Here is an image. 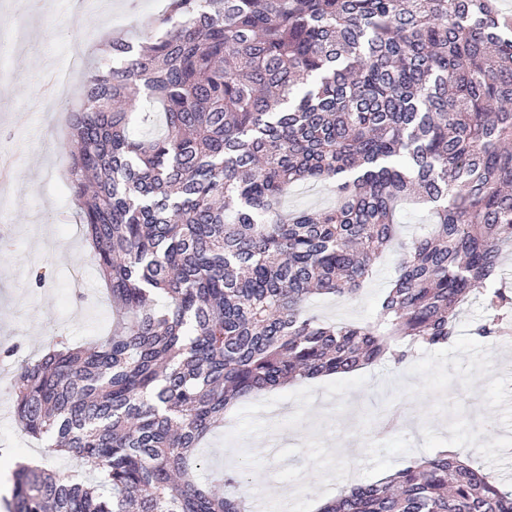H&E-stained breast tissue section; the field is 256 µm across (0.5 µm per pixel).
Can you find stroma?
<instances>
[{
    "label": "stroma",
    "mask_w": 512,
    "mask_h": 512,
    "mask_svg": "<svg viewBox=\"0 0 512 512\" xmlns=\"http://www.w3.org/2000/svg\"><path fill=\"white\" fill-rule=\"evenodd\" d=\"M39 4L28 19L19 0H0V34H10L23 18L31 29L29 44L13 46L0 61L9 73L0 80V131L10 135L16 161L5 211L14 242L0 254V343L21 344L34 357L56 334L84 346L112 327V300L62 175L69 114L81 96L46 99L39 76L64 66L74 45L81 48L83 71H90L102 43L116 33L147 32L166 0H138L131 8L125 0H103L99 10L77 17L62 0ZM42 263L51 266L53 280L30 288V269ZM398 264V254L388 251L355 296L317 298L313 313L336 322L370 319ZM485 316L480 298L470 296L448 347L418 349L400 365L381 362L245 400L226 413L202 453L213 465L247 467L249 496L264 512H317L343 483L375 482L448 445L512 487V337L474 336ZM14 367L0 359V444L37 463L42 444L15 423Z\"/></svg>",
    "instance_id": "stroma-1"
}]
</instances>
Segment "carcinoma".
I'll return each mask as SVG.
<instances>
[{"instance_id":"1","label":"carcinoma","mask_w":512,"mask_h":512,"mask_svg":"<svg viewBox=\"0 0 512 512\" xmlns=\"http://www.w3.org/2000/svg\"><path fill=\"white\" fill-rule=\"evenodd\" d=\"M83 84L65 156L112 333L40 358L18 344L21 432L89 463L94 484L18 463L9 512H251L242 468L202 440L238 402L293 380L437 350L478 291L503 333L512 290V19L495 0H169ZM163 113L166 131L133 128ZM336 205L286 213L299 183ZM403 204L434 218L397 239ZM367 322L311 314L349 298L392 248ZM318 512H512V488L439 452Z\"/></svg>"}]
</instances>
